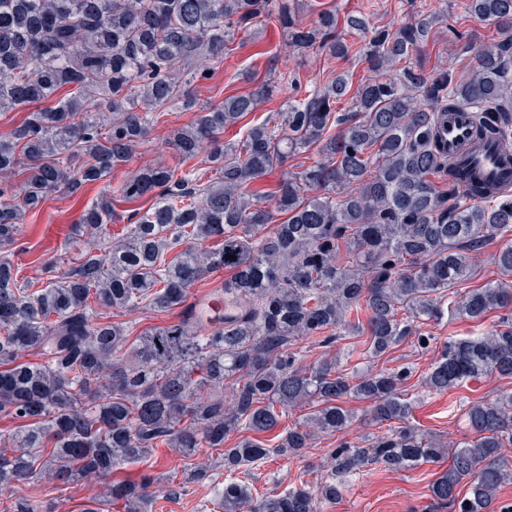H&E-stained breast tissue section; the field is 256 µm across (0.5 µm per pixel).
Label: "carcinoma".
<instances>
[{"label":"carcinoma","instance_id":"obj_1","mask_svg":"<svg viewBox=\"0 0 512 512\" xmlns=\"http://www.w3.org/2000/svg\"><path fill=\"white\" fill-rule=\"evenodd\" d=\"M298 0H0V112L29 107L0 137V416L20 423L0 447V489L26 485L43 471L60 485L143 460L164 444L184 458L201 446L220 451L222 512H320L340 496L336 477L370 466L410 469L444 453L443 444L409 425L408 367L352 377L337 359L303 366L304 344L331 347L365 337L362 355L380 360L408 336L421 348L432 337L421 323L445 312L480 322L512 306V244L494 255L497 279L456 288L475 275L474 260L512 232V190L469 197L459 168L441 147L437 126L464 108L480 137L512 136V0H467L469 13L497 25L502 37L477 48L464 78L448 64L430 73L413 59L440 12L392 30L347 24L361 35L374 76L354 82L347 71L315 83L303 98L224 140L258 104L278 95L286 76L266 79L217 105H199L191 90L209 80L202 58L224 61L231 37L275 15L287 44L344 59L353 45L336 33L333 10L309 26L295 20ZM95 98L112 119L89 108ZM344 111L336 110L342 99ZM54 103L49 108L41 107ZM176 105L196 113L173 132L179 164L147 168L116 194L103 193L72 228L74 239L107 235L113 196L148 200L107 250L78 252L69 268L46 266L42 281L19 277L10 248L27 213L60 192L81 198L126 161ZM318 148L321 159L297 172L291 159ZM206 153L216 177L194 160ZM284 170L272 203L249 186ZM21 185L10 181L17 171ZM448 182L438 188L435 178ZM236 259H230V256ZM232 271L213 291L229 315L188 303L190 289L215 271ZM178 311L176 321L132 336L103 312ZM368 310L362 326L350 315ZM31 352L38 360L21 362ZM512 378V315L493 329L448 339L421 380L443 393L485 376ZM366 403L381 435L330 451L326 480L267 494L245 466L273 453L301 456L313 430L345 429L344 399ZM309 407L277 446L243 438L267 433L286 414ZM474 440L454 444L448 469L429 488L452 512L495 510L512 482L501 449L512 446V392L476 401L465 412ZM157 478L107 485L82 512H149ZM468 484L465 495L459 486ZM0 512H56L26 496L0 500Z\"/></svg>","mask_w":512,"mask_h":512}]
</instances>
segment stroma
<instances>
[{
	"label": "stroma",
	"instance_id": "obj_1",
	"mask_svg": "<svg viewBox=\"0 0 512 512\" xmlns=\"http://www.w3.org/2000/svg\"><path fill=\"white\" fill-rule=\"evenodd\" d=\"M323 3L335 7L338 17L365 13L372 25L392 28L398 27L408 17L426 11H445V19L434 28L419 54L421 63L429 70L448 62L460 74H468L471 57L460 50V34H467L472 41L485 47L494 44L498 37L494 25L468 16L466 0H323ZM345 69L352 71L358 79L369 73L368 65L363 61L332 59L315 50L291 53L279 24L271 19L238 35L232 51L225 55L214 78L198 84L194 92L200 102L215 104L226 95L250 91L255 82L268 76L296 74L302 84L307 85L325 81L331 71ZM192 118V113L170 108L164 120L152 129L144 143L132 151L128 160L115 167L107 179L89 186L83 197L74 200L55 193L41 210L27 214L20 237L21 245L12 251V260L21 275L31 280L40 279L43 265L49 259L55 260L59 268H66L69 257L81 247L80 241L72 239L70 232L84 208L102 192L115 189L120 182L143 168L175 165L178 156L171 145L172 133ZM498 320L495 314L481 323L446 315L421 324V331L432 338L429 349L423 350L405 341L386 358L377 362L363 358L356 361L355 367L375 372L384 368H412V386L408 393L415 396L416 403L411 425L446 443L464 440L468 437L464 416L468 403L492 399L500 391L512 388V381L493 378L469 381L442 394L420 393L416 386L427 374L442 342L451 337L465 338L484 332ZM346 407L355 416L348 429L336 434H318L303 456L274 455L255 465L253 472L258 490L288 489L297 484L302 475L309 482H317L328 475L325 462L331 448L365 434L384 433V425L365 420L364 403L350 399ZM197 462L213 465V482L192 483L180 495L170 496V485L181 482L185 471ZM216 462L215 453L208 448L200 449L190 460L163 445L147 460L119 470L116 477L133 480L145 473L157 476L152 512H205L213 498L214 484L224 480V472ZM447 466V459L440 458L427 460L412 470L375 468L348 479L336 503L324 504L321 512H448L446 506L434 503L429 492L432 481ZM38 490L54 501L57 512H80L87 499L103 496L105 487L98 480L89 479L60 488L52 479L42 476L21 488L25 494Z\"/></svg>",
	"mask_w": 512,
	"mask_h": 512
}]
</instances>
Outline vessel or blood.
<instances>
[{"label":"vessel or blood","instance_id":"b4317fda","mask_svg":"<svg viewBox=\"0 0 512 512\" xmlns=\"http://www.w3.org/2000/svg\"><path fill=\"white\" fill-rule=\"evenodd\" d=\"M439 135L449 158L465 174L469 191L512 182V144L498 138H475L466 110L449 112Z\"/></svg>","mask_w":512,"mask_h":512}]
</instances>
